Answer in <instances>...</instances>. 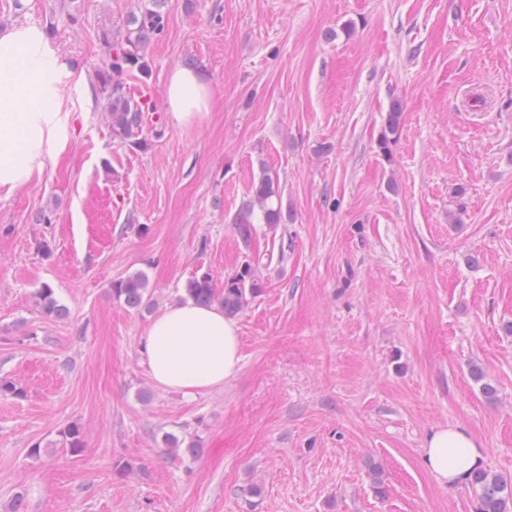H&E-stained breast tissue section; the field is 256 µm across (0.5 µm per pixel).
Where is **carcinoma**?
<instances>
[{"instance_id":"cac0c4a2","label":"carcinoma","mask_w":512,"mask_h":512,"mask_svg":"<svg viewBox=\"0 0 512 512\" xmlns=\"http://www.w3.org/2000/svg\"><path fill=\"white\" fill-rule=\"evenodd\" d=\"M167 0H137L135 10L129 12L119 30L103 28L99 40L106 53L94 70L96 88L105 104V112L112 130V138L120 144L145 149L146 140L140 138L145 113L153 109L151 100L136 99L129 95L121 81L122 76L138 74L142 80L152 73L150 46L165 30L168 21ZM402 112L399 103L391 104L385 117L384 131L378 141L381 154L391 158V145L399 134ZM260 212V223L273 229L283 221L282 190L279 180L270 171L261 172L254 182L250 199L235 218L234 229L245 246H250L256 234L253 222ZM265 282L258 275L255 263L242 264L237 273L224 281V288L214 286L210 274L203 272L187 281V296L201 305L219 304L224 314L234 317L259 296ZM112 298L121 306L137 313H148L154 306L153 294L145 274L135 273L112 282ZM37 304L43 316L62 319L68 316L66 306L59 303L53 288L44 285L38 292ZM171 454L181 460L197 458L203 449V440L196 433L187 432L179 437L165 435ZM61 444L72 455L84 451L81 429L76 425L61 432ZM468 487L474 492L477 512H512V480L481 468L471 477Z\"/></svg>"}]
</instances>
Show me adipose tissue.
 Listing matches in <instances>:
<instances>
[{
	"label": "adipose tissue",
	"instance_id": "adipose-tissue-1",
	"mask_svg": "<svg viewBox=\"0 0 512 512\" xmlns=\"http://www.w3.org/2000/svg\"><path fill=\"white\" fill-rule=\"evenodd\" d=\"M75 91L83 108L93 106L92 86L40 26L13 23L0 30V196L31 186L68 151L77 116L66 101ZM164 98L178 126L204 120L216 103L201 72L184 67L170 73ZM141 353L157 385L187 396L223 387L242 362L236 322L220 306L190 300L151 322ZM423 461L440 485L454 488L482 466L483 453L466 428L441 426L428 435Z\"/></svg>",
	"mask_w": 512,
	"mask_h": 512
}]
</instances>
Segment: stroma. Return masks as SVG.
<instances>
[{
	"instance_id": "obj_1",
	"label": "stroma",
	"mask_w": 512,
	"mask_h": 512,
	"mask_svg": "<svg viewBox=\"0 0 512 512\" xmlns=\"http://www.w3.org/2000/svg\"><path fill=\"white\" fill-rule=\"evenodd\" d=\"M0 0L86 75L136 0ZM150 48L140 149L94 104L39 181L0 199V512H474L440 486L429 432L465 427L512 478V0H169ZM198 59L217 106L172 124L169 73ZM401 131L378 140L392 102ZM288 219L250 245L232 221L261 170ZM265 282L235 321L238 376L187 396L140 352L194 274L247 259ZM145 272L151 312L113 281ZM50 285L69 314L45 318ZM480 365L496 388L471 380ZM150 400H143L142 392ZM78 424L81 456L60 443ZM199 434L182 462L164 436ZM44 452L29 455L33 445ZM136 468L117 472L115 463ZM380 470L385 495L372 487Z\"/></svg>"
}]
</instances>
